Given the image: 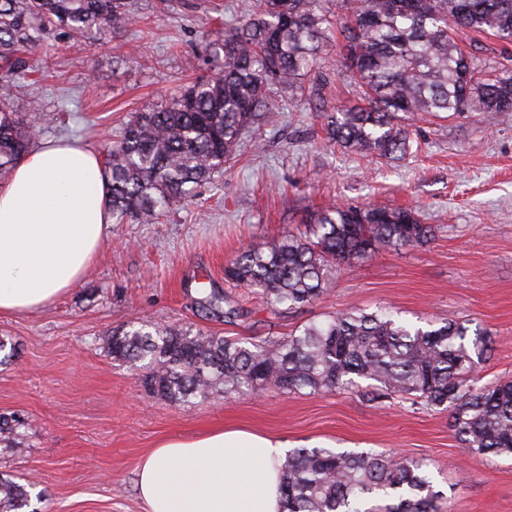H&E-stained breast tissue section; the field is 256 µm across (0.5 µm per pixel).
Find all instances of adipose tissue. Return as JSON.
Instances as JSON below:
<instances>
[{
    "mask_svg": "<svg viewBox=\"0 0 512 512\" xmlns=\"http://www.w3.org/2000/svg\"><path fill=\"white\" fill-rule=\"evenodd\" d=\"M99 157L66 142L29 151L0 183V315L63 295L96 257L111 223ZM290 446L217 427L163 440L137 462L146 512H282Z\"/></svg>",
    "mask_w": 512,
    "mask_h": 512,
    "instance_id": "ef3b65f1",
    "label": "adipose tissue"
}]
</instances>
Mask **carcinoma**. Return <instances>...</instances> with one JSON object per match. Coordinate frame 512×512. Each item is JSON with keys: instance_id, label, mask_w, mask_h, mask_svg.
<instances>
[{"instance_id": "obj_1", "label": "carcinoma", "mask_w": 512, "mask_h": 512, "mask_svg": "<svg viewBox=\"0 0 512 512\" xmlns=\"http://www.w3.org/2000/svg\"><path fill=\"white\" fill-rule=\"evenodd\" d=\"M332 18L322 0H253L242 21L218 40L224 64L178 94L152 103L108 150L112 223H153L191 198L194 188L238 156L242 138L277 123L271 95L283 91L311 105L319 88L304 85L331 29L345 51L348 77L363 104L328 116L326 138L375 160L411 148L409 123L440 112L512 114V64H483L451 37L457 26L512 41V0H340ZM135 0H0V179L35 145L40 129L15 102L19 83L36 72L22 52L50 37L74 43L108 39L136 18ZM403 113L408 124L398 120ZM433 236L407 208L332 204L306 230L243 249L224 279L251 290L272 312L320 298L342 268L383 248L421 247ZM224 296L199 299L205 316ZM489 332L468 321L424 326L392 311L351 308L299 333L227 339L184 327L140 325L112 333V358L143 369L141 383L171 403L245 395L266 387L286 393L353 388L365 394L414 395L446 407L450 427L469 455L512 456V380L479 384L477 368L492 351ZM21 419L0 415V442L15 441ZM282 512H361L367 497L397 496L385 512H436L427 463L386 453L294 449L282 464ZM33 484L0 475V512L31 509Z\"/></svg>"}]
</instances>
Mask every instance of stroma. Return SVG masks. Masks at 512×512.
I'll use <instances>...</instances> for the list:
<instances>
[{"label": "stroma", "mask_w": 512, "mask_h": 512, "mask_svg": "<svg viewBox=\"0 0 512 512\" xmlns=\"http://www.w3.org/2000/svg\"><path fill=\"white\" fill-rule=\"evenodd\" d=\"M135 22L106 43L32 50L42 72L18 91L43 140L105 155L133 113L221 67L207 48L247 0H141ZM341 48L318 61L325 111L273 97L275 126L245 146L192 203L152 224L109 225L98 255L69 290L31 314L0 316L16 354L0 365V413L21 415L20 444H0V473L35 482L40 512H145L135 465L162 439L224 426L294 447L328 446L425 459L452 512H512V458L463 452L450 414L398 396L347 390L217 394L174 404L147 394L139 370L106 340L131 324L192 327L231 338L285 336L352 307L386 306L414 324L468 320L495 350L482 383L512 379V120L433 118L399 160L372 161L328 142L327 109L355 104ZM328 203L414 208L434 229L424 247L388 248L345 268L316 302L270 312L224 266L243 246L303 228ZM228 293L231 316H204L202 291Z\"/></svg>", "instance_id": "35a3bbf8"}]
</instances>
